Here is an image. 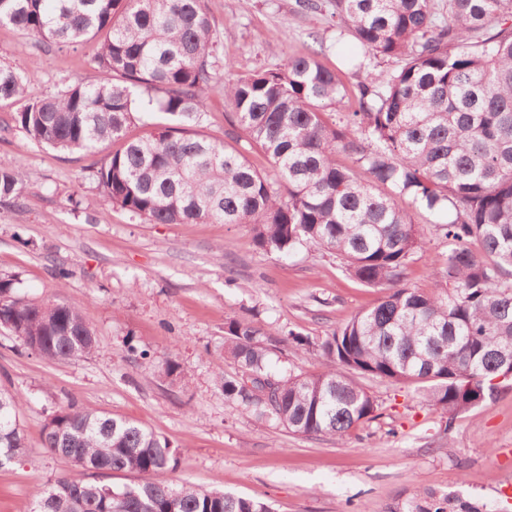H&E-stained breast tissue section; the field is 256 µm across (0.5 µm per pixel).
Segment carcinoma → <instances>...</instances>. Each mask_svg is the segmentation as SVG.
<instances>
[{"label": "carcinoma", "instance_id": "cac0c4a2", "mask_svg": "<svg viewBox=\"0 0 512 512\" xmlns=\"http://www.w3.org/2000/svg\"><path fill=\"white\" fill-rule=\"evenodd\" d=\"M328 15L358 42L362 58L349 65L366 71L357 106L339 122L325 113L350 100L348 89L312 55L224 80L229 138L260 147L270 174L195 130L217 82L219 36L204 0H0V25L38 43L98 40L100 73L93 84L43 95L34 74L0 65V100L24 102L12 121L40 146L91 152L122 142L96 178L106 200L133 217L247 224L263 252L290 256L316 246L360 283L388 289L319 342L228 321L224 357L239 371L224 376L226 399L293 433L339 442L378 416L358 375L414 387L450 429L494 397V379L512 362V0H330ZM156 112L172 123L127 136ZM23 180L0 159V203L14 204ZM413 208L431 215L448 241L431 294L400 286L426 244ZM0 326L49 360L86 356L95 346L78 307L25 301L9 280H0ZM285 345L317 352L322 370L273 373L269 356ZM19 406L18 396L0 389V467L29 455ZM42 447L92 476L134 473L139 481L59 477L32 512H272L255 496L156 480L177 469L178 450L95 409L55 411ZM393 512L491 510L479 498L429 490Z\"/></svg>", "mask_w": 512, "mask_h": 512}]
</instances>
